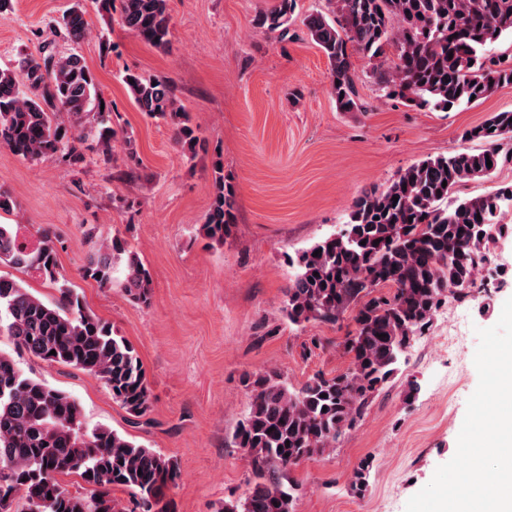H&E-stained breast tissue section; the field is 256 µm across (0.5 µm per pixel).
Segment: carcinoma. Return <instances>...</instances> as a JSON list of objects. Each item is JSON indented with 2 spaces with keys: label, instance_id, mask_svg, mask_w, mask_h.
<instances>
[{
  "label": "carcinoma",
  "instance_id": "cac0c4a2",
  "mask_svg": "<svg viewBox=\"0 0 512 512\" xmlns=\"http://www.w3.org/2000/svg\"><path fill=\"white\" fill-rule=\"evenodd\" d=\"M330 2L331 14H310L303 25L328 60L332 94L343 112L363 108L354 53L381 60L393 50L391 64L376 65L381 88L434 109L474 104L512 85V55L503 60L489 54L502 37H512V0ZM295 7L296 0H277L257 22L285 39ZM119 23L163 49L171 24L168 0H120ZM59 25L73 41L90 33L79 2ZM125 79L137 109L171 121L177 140L195 152L197 136L187 113L176 106L172 83L138 73ZM95 96L94 77L80 56L25 57L18 69L0 70V143L26 159L61 152L77 165L83 161L77 144L84 136L70 134L58 122L59 109L80 117ZM92 120L99 160L108 165L114 138L110 112L100 110ZM464 137L486 147L410 165L389 186L354 200L344 233L298 254L283 311L296 325L336 322L352 312L355 329L341 344L351 366L335 376L318 373L298 388L275 370L246 376L250 408L233 439L249 458L254 486L246 497L224 503L223 512H294L298 484L291 478L282 482L287 470L335 448L398 370L414 336L432 322L447 294L468 296L464 286L475 285L488 260L491 232L503 230L498 217L502 204L512 203V188L466 199L453 194L512 162V153L500 149V141L512 140V111L495 113ZM216 184L202 230L222 241L234 223L235 194L221 168ZM22 235V225L0 224V265L49 281L59 297L47 303L22 282L0 275V335L18 352L94 375L130 415H146L150 388L135 348L88 312L60 275L50 233L29 245ZM82 276L101 287L117 282L137 302L150 303V273L118 237L93 242ZM369 470L368 460L357 465L355 492L366 490ZM71 474L81 478L87 493H73L61 482ZM2 475L13 494L0 495V512H126L112 499L114 487L133 490L141 512H171L166 489L176 484L179 469L172 458L114 430L87 429L75 399L25 374L12 354L0 350Z\"/></svg>",
  "mask_w": 512,
  "mask_h": 512
}]
</instances>
